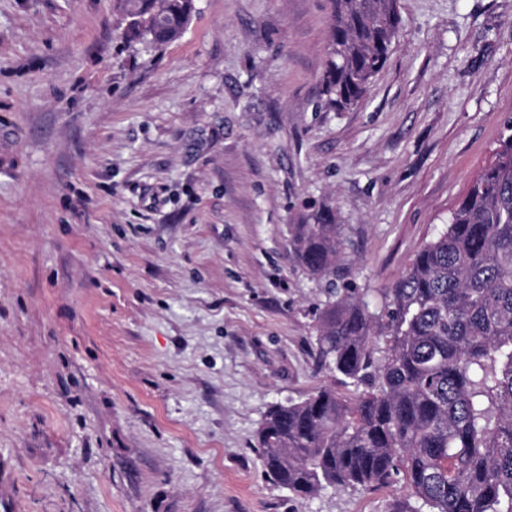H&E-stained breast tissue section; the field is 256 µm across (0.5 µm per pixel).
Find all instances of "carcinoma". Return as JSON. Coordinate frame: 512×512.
Wrapping results in <instances>:
<instances>
[{
  "instance_id": "cac0c4a2",
  "label": "carcinoma",
  "mask_w": 512,
  "mask_h": 512,
  "mask_svg": "<svg viewBox=\"0 0 512 512\" xmlns=\"http://www.w3.org/2000/svg\"><path fill=\"white\" fill-rule=\"evenodd\" d=\"M321 104L362 101L400 34L399 0H328ZM128 38L180 37L193 0H119ZM299 264L336 274L341 227L325 206L289 225ZM317 366L349 380L273 404L256 431L268 475L301 499L397 484L413 512H512V122L447 227L370 310L334 288L316 325Z\"/></svg>"
}]
</instances>
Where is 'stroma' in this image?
<instances>
[{"mask_svg":"<svg viewBox=\"0 0 512 512\" xmlns=\"http://www.w3.org/2000/svg\"><path fill=\"white\" fill-rule=\"evenodd\" d=\"M364 102L318 108L327 0H195L125 46L116 0H0V512H408L266 476L270 405L329 376L288 227L380 302L512 119V0H401ZM289 242L299 264L310 276L320 279L336 274L343 241L331 208L307 212L300 217L299 224L289 225Z\"/></svg>","mask_w":512,"mask_h":512,"instance_id":"35a3bbf8","label":"stroma"}]
</instances>
